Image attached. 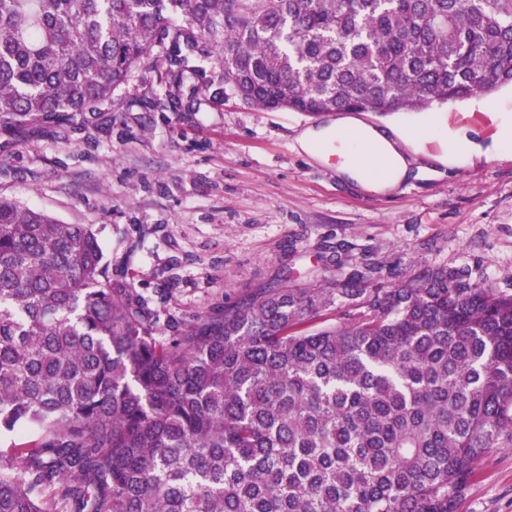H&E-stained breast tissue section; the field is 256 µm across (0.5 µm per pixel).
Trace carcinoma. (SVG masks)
Listing matches in <instances>:
<instances>
[{
  "label": "carcinoma",
  "instance_id": "obj_1",
  "mask_svg": "<svg viewBox=\"0 0 512 512\" xmlns=\"http://www.w3.org/2000/svg\"><path fill=\"white\" fill-rule=\"evenodd\" d=\"M167 40L246 103L512 85V0H0V128L112 106ZM271 285L168 336L99 231L0 197V512H457L512 447V290L434 265ZM340 306L338 322L321 321Z\"/></svg>",
  "mask_w": 512,
  "mask_h": 512
}]
</instances>
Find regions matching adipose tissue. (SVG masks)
I'll return each instance as SVG.
<instances>
[{"mask_svg":"<svg viewBox=\"0 0 512 512\" xmlns=\"http://www.w3.org/2000/svg\"><path fill=\"white\" fill-rule=\"evenodd\" d=\"M349 155L338 172L362 189L378 194L396 190L408 165L396 141L374 128H353L348 134Z\"/></svg>","mask_w":512,"mask_h":512,"instance_id":"adipose-tissue-1","label":"adipose tissue"}]
</instances>
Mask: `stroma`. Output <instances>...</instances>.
Masks as SVG:
<instances>
[{"instance_id":"obj_1","label":"stroma","mask_w":512,"mask_h":512,"mask_svg":"<svg viewBox=\"0 0 512 512\" xmlns=\"http://www.w3.org/2000/svg\"><path fill=\"white\" fill-rule=\"evenodd\" d=\"M180 85L149 63L112 94L111 111L0 130V195L66 224L99 229L106 260L133 273L182 322L280 279L303 285L368 264L371 287L426 266L512 281V87L488 97L381 117H309L226 95L196 57ZM346 121L409 137L408 181L375 194L302 152L299 135ZM457 512H512V447L488 449Z\"/></svg>"}]
</instances>
